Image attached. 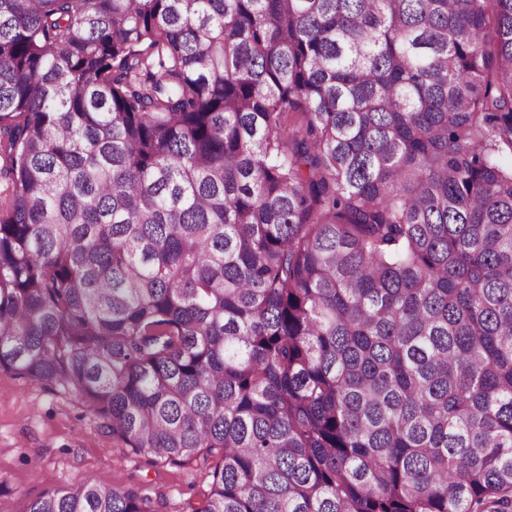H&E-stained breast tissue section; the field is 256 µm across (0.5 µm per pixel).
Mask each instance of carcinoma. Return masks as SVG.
Returning <instances> with one entry per match:
<instances>
[{"label":"carcinoma","instance_id":"1","mask_svg":"<svg viewBox=\"0 0 512 512\" xmlns=\"http://www.w3.org/2000/svg\"><path fill=\"white\" fill-rule=\"evenodd\" d=\"M506 153L512 0H0V374L190 512H512Z\"/></svg>","mask_w":512,"mask_h":512}]
</instances>
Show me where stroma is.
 Here are the masks:
<instances>
[{"mask_svg": "<svg viewBox=\"0 0 512 512\" xmlns=\"http://www.w3.org/2000/svg\"><path fill=\"white\" fill-rule=\"evenodd\" d=\"M206 463L151 464L113 442L64 387L0 374V512H27L43 492L94 478L139 484L164 498L162 512H185L207 489Z\"/></svg>", "mask_w": 512, "mask_h": 512, "instance_id": "obj_1", "label": "stroma"}]
</instances>
